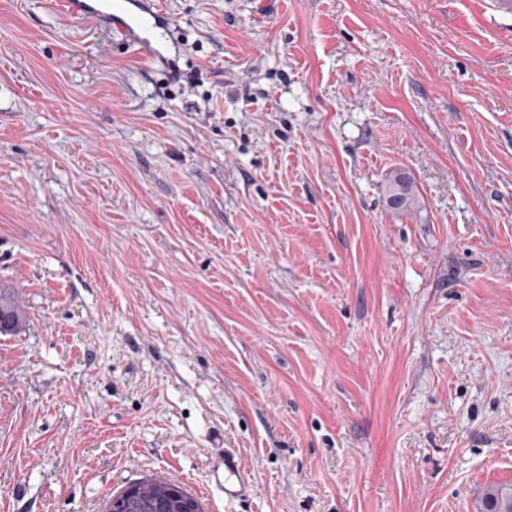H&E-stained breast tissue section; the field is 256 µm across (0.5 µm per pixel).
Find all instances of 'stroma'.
<instances>
[{
  "instance_id": "obj_1",
  "label": "stroma",
  "mask_w": 512,
  "mask_h": 512,
  "mask_svg": "<svg viewBox=\"0 0 512 512\" xmlns=\"http://www.w3.org/2000/svg\"><path fill=\"white\" fill-rule=\"evenodd\" d=\"M0 0V512H480L512 484V15ZM409 178V206L385 186ZM251 496L225 503L210 454ZM98 2L97 7H93L98 15L104 16L110 20L113 28L133 35H138L135 27L138 28L140 23L147 19L148 16L151 17L153 14H157L153 11V7L150 8V6H146L143 12L146 13L147 16L130 19L124 13L120 0H114L113 3L112 0H99ZM3 323V325H2ZM22 323V313L19 304L12 296L0 294V332H13ZM139 497H155L161 501L163 509L169 512H194L195 504L189 495L173 483H159L157 481H143L128 486L120 494L109 500L106 512H125L124 503L129 499Z\"/></svg>"
}]
</instances>
